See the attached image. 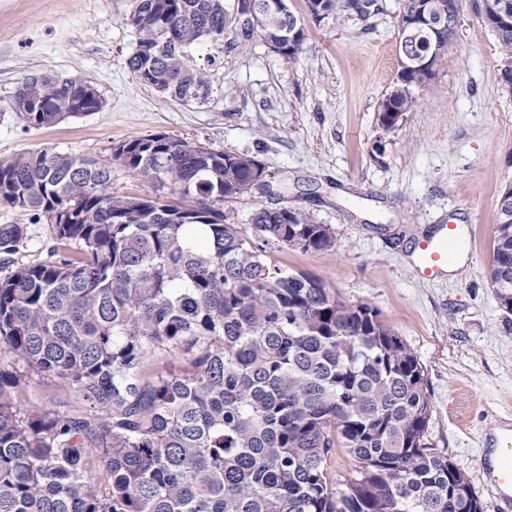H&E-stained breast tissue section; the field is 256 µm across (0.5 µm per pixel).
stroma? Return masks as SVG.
<instances>
[{
  "instance_id": "35a3bbf8",
  "label": "stroma",
  "mask_w": 512,
  "mask_h": 512,
  "mask_svg": "<svg viewBox=\"0 0 512 512\" xmlns=\"http://www.w3.org/2000/svg\"><path fill=\"white\" fill-rule=\"evenodd\" d=\"M379 2L382 12L364 21L307 22L294 62L258 39L199 48L194 63L211 93L187 105L129 69L134 0H0V158L48 151L106 160L117 142L155 134L256 157L275 194L225 205L231 222L252 236L255 207L292 206L332 227L331 250L268 254L378 309L424 371L428 445L466 473L483 512H500L484 458L494 438L512 436V314L490 282L498 197L512 184V90L500 81L481 0H462L455 50L415 89L418 107L381 129L377 107L400 46L398 0ZM45 72L91 83L102 109L31 126L11 95L22 75ZM0 224L29 225L28 258L50 259V224L3 205ZM437 224L459 225L466 258L429 280L416 271V244Z\"/></svg>"
}]
</instances>
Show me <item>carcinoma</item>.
<instances>
[{
    "label": "carcinoma",
    "instance_id": "carcinoma-1",
    "mask_svg": "<svg viewBox=\"0 0 512 512\" xmlns=\"http://www.w3.org/2000/svg\"><path fill=\"white\" fill-rule=\"evenodd\" d=\"M427 0H400L397 76L379 125L414 111L413 90L441 66L456 28L423 23ZM358 0H306L317 23L349 19ZM128 66L186 103L210 94L189 51L237 49L258 38L305 40L304 18L237 14L232 0H135ZM494 33L512 89V19ZM15 111L38 128L98 112L86 81L18 79ZM155 195L112 192V165ZM262 164L164 135L112 147L108 161L23 152L0 159V205L52 224L55 261H18L28 225H0V512H482L466 474L426 443L422 367L368 303L332 293L257 249L224 204L254 193ZM491 284L512 313V210H498ZM265 244L309 251L332 228L298 208L257 207ZM39 377L83 406L23 408ZM345 448L356 475L334 481L326 461ZM103 471L108 488L90 480Z\"/></svg>",
    "mask_w": 512,
    "mask_h": 512
}]
</instances>
